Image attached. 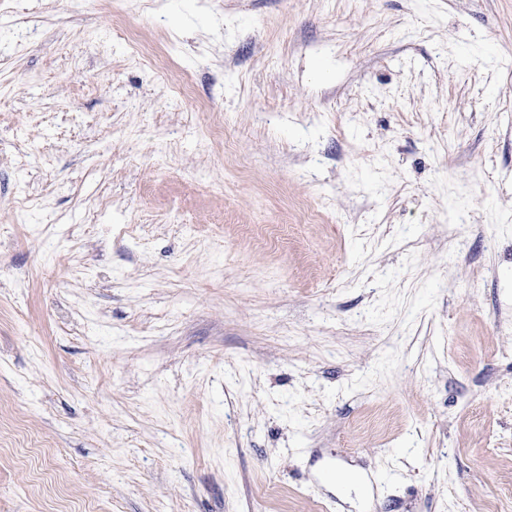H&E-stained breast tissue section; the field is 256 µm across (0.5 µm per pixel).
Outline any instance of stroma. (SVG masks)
Segmentation results:
<instances>
[{
	"label": "stroma",
	"mask_w": 512,
	"mask_h": 512,
	"mask_svg": "<svg viewBox=\"0 0 512 512\" xmlns=\"http://www.w3.org/2000/svg\"><path fill=\"white\" fill-rule=\"evenodd\" d=\"M0 512H512V0H0Z\"/></svg>",
	"instance_id": "obj_1"
}]
</instances>
